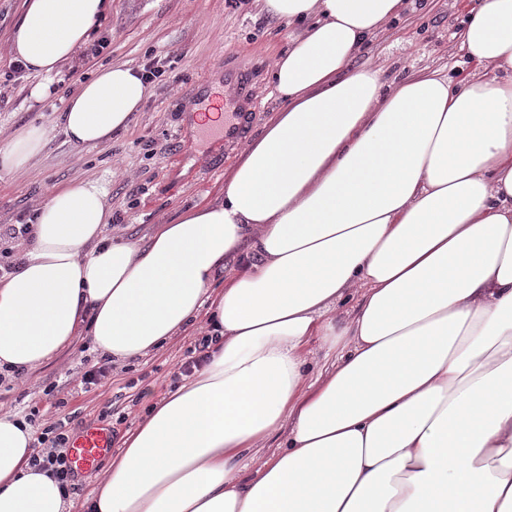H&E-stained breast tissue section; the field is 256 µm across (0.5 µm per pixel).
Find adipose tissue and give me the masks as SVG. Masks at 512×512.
<instances>
[{"instance_id":"1","label":"adipose tissue","mask_w":512,"mask_h":512,"mask_svg":"<svg viewBox=\"0 0 512 512\" xmlns=\"http://www.w3.org/2000/svg\"><path fill=\"white\" fill-rule=\"evenodd\" d=\"M261 2L304 30L270 72L283 106L223 197L139 245L107 235L98 181L55 190L0 277V369L44 365L84 332L135 359L208 313L205 364L125 435L90 512H512V0L471 11L469 80L390 88L350 63L404 0ZM105 7L23 0L11 51L54 72ZM148 94L130 68L101 67L54 126L104 144ZM45 135L19 131L0 170L27 168ZM354 287L355 318L336 320ZM311 335L339 354L306 393ZM279 431L280 452L256 459ZM35 453L30 425L0 411V512H67Z\"/></svg>"}]
</instances>
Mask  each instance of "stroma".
<instances>
[{
  "label": "stroma",
  "mask_w": 512,
  "mask_h": 512,
  "mask_svg": "<svg viewBox=\"0 0 512 512\" xmlns=\"http://www.w3.org/2000/svg\"><path fill=\"white\" fill-rule=\"evenodd\" d=\"M22 0H0V148L29 125L49 127L41 154L19 172L0 171V263L18 262L28 241L3 236V229L36 210L58 188L98 181L112 209L110 235L144 242L156 225L168 223L197 203L217 200L242 149L225 147L204 134L180 138L193 123L186 102L206 96L223 99L224 59L239 56L253 67L260 102L247 134L255 139L282 103L269 75L288 47V25L264 11L258 0H108L90 32L108 38L101 54L75 53L53 74L10 72L9 33L21 15ZM472 0H411L405 17L378 31L354 57L355 69L379 70L385 84L423 70L447 69L452 80L473 68L453 50ZM169 65L172 81L156 82L127 130L96 147L76 146L54 128L76 84L103 65L141 70L150 59ZM206 330L197 326L173 337L163 349L115 363L90 349L86 337L49 363L21 375L0 377V407L31 417L34 434L65 422L70 434L91 426L111 429L114 442L134 430L154 403L183 382V364L196 355ZM104 372L92 384L82 376L92 365Z\"/></svg>",
  "instance_id": "obj_1"
}]
</instances>
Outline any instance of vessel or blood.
Returning <instances> with one entry per match:
<instances>
[{"instance_id":"1","label":"vessel or blood","mask_w":512,"mask_h":512,"mask_svg":"<svg viewBox=\"0 0 512 512\" xmlns=\"http://www.w3.org/2000/svg\"><path fill=\"white\" fill-rule=\"evenodd\" d=\"M259 110L254 98L253 74L249 67L235 61L224 63V112L229 119L224 123V144L233 146L243 141L248 121ZM112 432L109 428H86L70 443L68 457L74 472H95L100 461L112 451Z\"/></svg>"}]
</instances>
